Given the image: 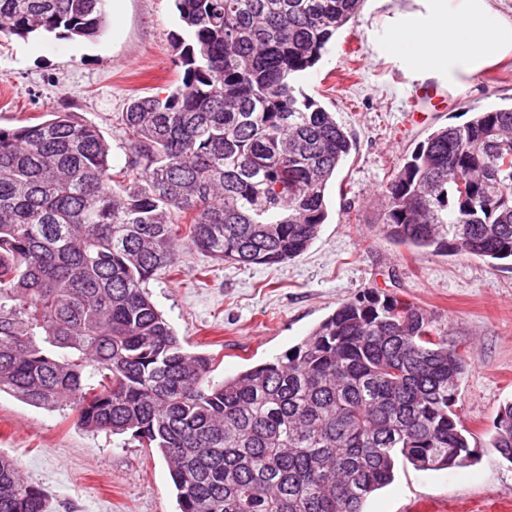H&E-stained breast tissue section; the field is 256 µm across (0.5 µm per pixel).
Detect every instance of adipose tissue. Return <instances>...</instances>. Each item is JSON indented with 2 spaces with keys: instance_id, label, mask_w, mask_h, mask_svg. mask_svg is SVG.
<instances>
[{
  "instance_id": "ef3b65f1",
  "label": "adipose tissue",
  "mask_w": 512,
  "mask_h": 512,
  "mask_svg": "<svg viewBox=\"0 0 512 512\" xmlns=\"http://www.w3.org/2000/svg\"><path fill=\"white\" fill-rule=\"evenodd\" d=\"M426 8L399 15L392 36L378 45L408 68L456 84L464 76L512 56V21L490 0H425Z\"/></svg>"
}]
</instances>
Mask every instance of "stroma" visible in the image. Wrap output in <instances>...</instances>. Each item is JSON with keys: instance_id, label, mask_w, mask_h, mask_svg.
Listing matches in <instances>:
<instances>
[{"instance_id": "stroma-1", "label": "stroma", "mask_w": 512, "mask_h": 512, "mask_svg": "<svg viewBox=\"0 0 512 512\" xmlns=\"http://www.w3.org/2000/svg\"><path fill=\"white\" fill-rule=\"evenodd\" d=\"M416 8L415 0H365L300 80L355 142L312 245L272 267L227 266L192 249L148 289L178 336L215 356L218 379L283 354L364 291L424 309L467 362L455 411L481 457L440 471L397 460L394 481L373 493L363 512H512V464L488 446L500 408L512 401V265L410 248L382 230L386 188L419 142L473 113L512 105V57L448 87L446 110L411 113L410 91L425 82L424 73L375 48L390 18ZM179 31L173 0H121L91 39L0 38V126L74 113L101 131L110 164L120 170V116L129 98L165 93L182 78L173 47ZM0 451L46 492L51 512H177L168 469L154 451L125 436L82 430L68 410L1 394Z\"/></svg>"}]
</instances>
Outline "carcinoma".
<instances>
[{"label":"carcinoma","mask_w":512,"mask_h":512,"mask_svg":"<svg viewBox=\"0 0 512 512\" xmlns=\"http://www.w3.org/2000/svg\"><path fill=\"white\" fill-rule=\"evenodd\" d=\"M363 2L175 0L181 83L122 113L121 183L100 130L69 112L0 127V393L155 450L177 512H362L400 457L441 470L479 456L454 411L466 361L414 304L369 290L216 380L146 289L189 248L272 266L318 237L353 143L297 80ZM105 23V0H0V34L21 39ZM383 229L511 259L512 107L420 142L390 181ZM491 446L512 463V402ZM0 512H48L2 453Z\"/></svg>","instance_id":"1"}]
</instances>
